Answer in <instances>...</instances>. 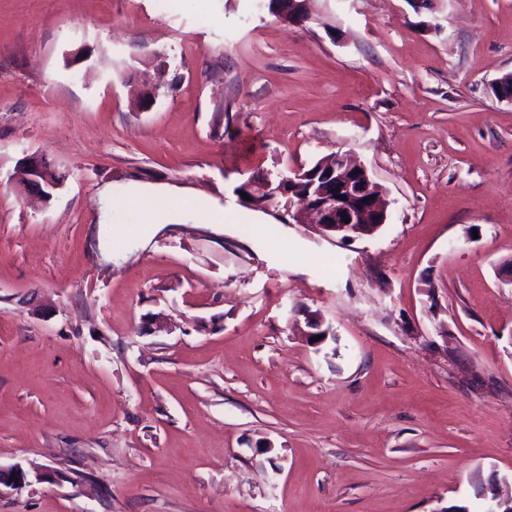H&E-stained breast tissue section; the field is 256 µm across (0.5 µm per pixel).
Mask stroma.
Segmentation results:
<instances>
[{"mask_svg": "<svg viewBox=\"0 0 512 512\" xmlns=\"http://www.w3.org/2000/svg\"><path fill=\"white\" fill-rule=\"evenodd\" d=\"M307 6L0 0V512H481L512 481V0ZM334 151L387 193L374 235L235 192ZM21 164L28 176L24 189L28 190L29 193L49 198L52 195V191L59 185L48 177L47 171L50 167L45 162L28 156L22 159Z\"/></svg>", "mask_w": 512, "mask_h": 512, "instance_id": "1", "label": "stroma"}]
</instances>
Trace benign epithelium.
I'll return each mask as SVG.
<instances>
[{"mask_svg":"<svg viewBox=\"0 0 512 512\" xmlns=\"http://www.w3.org/2000/svg\"><path fill=\"white\" fill-rule=\"evenodd\" d=\"M27 180L24 189L48 198L58 187L47 175L49 166L34 157L22 159ZM336 175V190L330 194L317 193L310 200H300V208L288 212L297 224L311 222L329 240L350 241L371 236L386 224L389 203L382 189L373 182L368 169L347 153L338 152L322 162ZM349 221H344V218ZM27 484V474L19 466H0V495L3 489L18 491Z\"/></svg>","mask_w":512,"mask_h":512,"instance_id":"1","label":"benign epithelium"}]
</instances>
